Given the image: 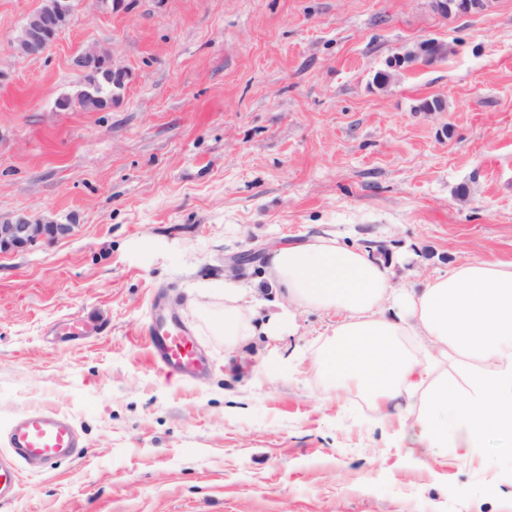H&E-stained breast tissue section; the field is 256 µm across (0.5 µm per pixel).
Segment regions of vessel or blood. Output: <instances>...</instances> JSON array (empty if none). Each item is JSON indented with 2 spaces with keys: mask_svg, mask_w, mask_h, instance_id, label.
<instances>
[{
  "mask_svg": "<svg viewBox=\"0 0 512 512\" xmlns=\"http://www.w3.org/2000/svg\"><path fill=\"white\" fill-rule=\"evenodd\" d=\"M149 333L150 351L162 370L182 376L205 370L206 360L197 341L176 319H155ZM8 448V453L0 454V502L19 494L22 465L44 471L83 452L75 423L42 409L28 411L16 420L8 435Z\"/></svg>",
  "mask_w": 512,
  "mask_h": 512,
  "instance_id": "obj_1",
  "label": "vessel or blood"
}]
</instances>
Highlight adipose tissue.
Wrapping results in <instances>:
<instances>
[{
  "mask_svg": "<svg viewBox=\"0 0 512 512\" xmlns=\"http://www.w3.org/2000/svg\"><path fill=\"white\" fill-rule=\"evenodd\" d=\"M266 270L282 310L261 316L244 306V289L225 285L230 348L281 335L291 309L332 312L320 365L337 396L400 409L403 440L425 449L447 447L452 434L473 451L488 433L512 437V262L466 261L400 291L365 250L316 237L273 248ZM404 336L421 337L440 363L461 359V369L434 372Z\"/></svg>",
  "mask_w": 512,
  "mask_h": 512,
  "instance_id": "adipose-tissue-1",
  "label": "adipose tissue"
}]
</instances>
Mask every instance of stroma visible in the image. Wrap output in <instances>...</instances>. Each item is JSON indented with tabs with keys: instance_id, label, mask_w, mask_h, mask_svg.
<instances>
[{
	"instance_id": "stroma-1",
	"label": "stroma",
	"mask_w": 512,
	"mask_h": 512,
	"mask_svg": "<svg viewBox=\"0 0 512 512\" xmlns=\"http://www.w3.org/2000/svg\"><path fill=\"white\" fill-rule=\"evenodd\" d=\"M39 5L0 0V221L79 231L0 254V449L42 408L87 451L23 472L0 512H512L511 437L413 454L395 410L329 393L335 314L224 341L225 283L273 303L278 245L370 249L397 288L512 260V0L460 17L435 0H74L29 59L11 43ZM429 41L447 55L376 81ZM91 44L129 76L111 108L59 111ZM158 304L200 375L152 361Z\"/></svg>"
}]
</instances>
